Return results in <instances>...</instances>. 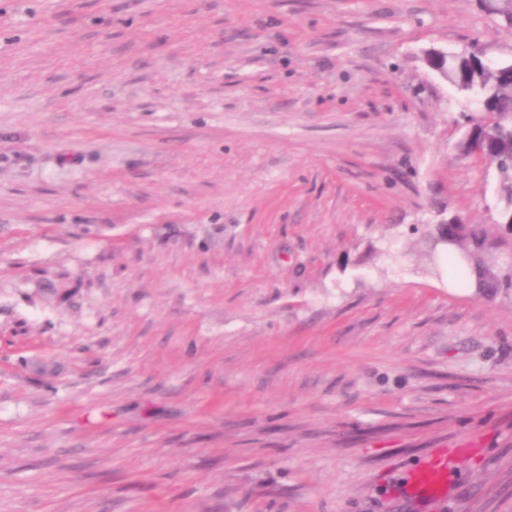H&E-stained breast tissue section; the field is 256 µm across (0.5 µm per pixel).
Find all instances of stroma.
<instances>
[{
    "instance_id": "obj_1",
    "label": "stroma",
    "mask_w": 512,
    "mask_h": 512,
    "mask_svg": "<svg viewBox=\"0 0 512 512\" xmlns=\"http://www.w3.org/2000/svg\"><path fill=\"white\" fill-rule=\"evenodd\" d=\"M474 0H0V512H512V270L430 50ZM449 459L443 497L406 476ZM439 231L448 235V238L442 239L446 245L452 241V245L458 246L465 243L464 256L470 258V263L466 264L469 270L468 274L475 281L476 290L479 295L486 298H494L503 291L511 288L512 279H501L495 271L484 262V254L488 248L486 239L478 232L477 228L471 224H464L455 220H448L435 225V234ZM450 239V240H448Z\"/></svg>"
}]
</instances>
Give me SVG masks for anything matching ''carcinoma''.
<instances>
[{"instance_id": "1", "label": "carcinoma", "mask_w": 512, "mask_h": 512, "mask_svg": "<svg viewBox=\"0 0 512 512\" xmlns=\"http://www.w3.org/2000/svg\"><path fill=\"white\" fill-rule=\"evenodd\" d=\"M432 65L455 88L478 104L475 114L463 118L468 129L459 143L467 155L481 151L480 159L495 167L499 180L497 194L505 202L502 220L505 230L512 232V62L503 63L491 71L482 57L466 51L443 58L436 52L428 55ZM435 231L448 235L452 244L464 245V255L470 258L468 271H462L453 256H448V270L454 272L460 284L466 276L474 278L477 293L494 298L512 284L502 279L484 262L488 248L486 239L471 224L450 220L435 225Z\"/></svg>"}]
</instances>
